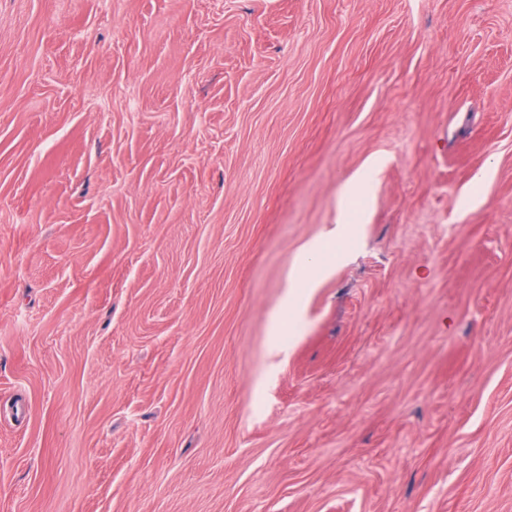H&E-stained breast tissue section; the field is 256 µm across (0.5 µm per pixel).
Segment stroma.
Listing matches in <instances>:
<instances>
[{"instance_id": "obj_1", "label": "stroma", "mask_w": 512, "mask_h": 512, "mask_svg": "<svg viewBox=\"0 0 512 512\" xmlns=\"http://www.w3.org/2000/svg\"><path fill=\"white\" fill-rule=\"evenodd\" d=\"M0 512H512V0H0ZM322 249V241H317L304 251L296 262V277L302 279L306 286L313 287L315 281L312 280L311 268L312 261L316 254Z\"/></svg>"}]
</instances>
